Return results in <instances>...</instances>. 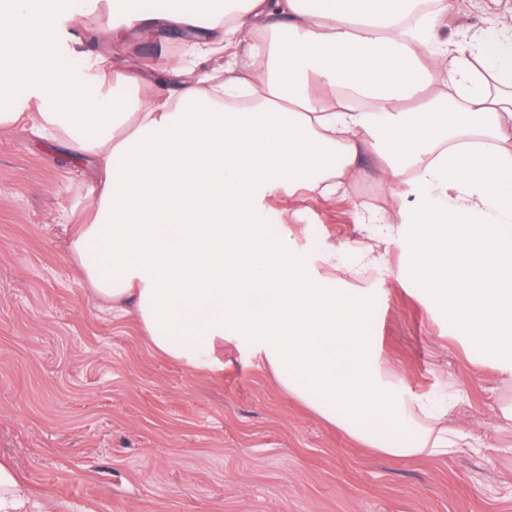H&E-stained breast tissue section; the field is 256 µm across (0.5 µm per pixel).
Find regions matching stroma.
Segmentation results:
<instances>
[{
    "label": "stroma",
    "mask_w": 512,
    "mask_h": 512,
    "mask_svg": "<svg viewBox=\"0 0 512 512\" xmlns=\"http://www.w3.org/2000/svg\"><path fill=\"white\" fill-rule=\"evenodd\" d=\"M40 3L58 51L83 63L108 51L149 75L179 40L160 25L109 48L113 0L81 13L73 0ZM492 21L512 23V0H453L439 33L465 52L468 30ZM92 178L22 128H0V458L51 512H512V421L499 414L512 379L454 337L439 300L364 219L395 217L408 184L360 174L330 198L273 192L257 221L283 225L312 272L371 295L386 377L437 398L463 391L447 422L465 445L443 457L359 446L289 397L244 343L204 368L153 350L138 318H113L70 260L69 207ZM353 243L384 259L369 283L355 277ZM329 248L342 266L316 264Z\"/></svg>",
    "instance_id": "1"
}]
</instances>
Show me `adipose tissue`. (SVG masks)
I'll return each mask as SVG.
<instances>
[{
    "instance_id": "ef3b65f1",
    "label": "adipose tissue",
    "mask_w": 512,
    "mask_h": 512,
    "mask_svg": "<svg viewBox=\"0 0 512 512\" xmlns=\"http://www.w3.org/2000/svg\"><path fill=\"white\" fill-rule=\"evenodd\" d=\"M170 0L164 19L192 22L190 53L165 93L141 92V68L111 95L98 55L62 74L51 17L31 0L0 14L10 49L0 127L86 162L96 179L70 257L113 315L135 314L151 346L198 364L215 342L248 336L289 396L388 457H442L447 423L419 429L421 394L395 392L376 366L371 297L327 287L294 260L282 226L256 223L262 191L329 194L373 157L413 199L389 227L454 335L512 375V28L475 31L470 53L436 38L446 0ZM262 24L251 70L224 47ZM450 55L447 91L428 66ZM0 461V512H42Z\"/></svg>"
}]
</instances>
